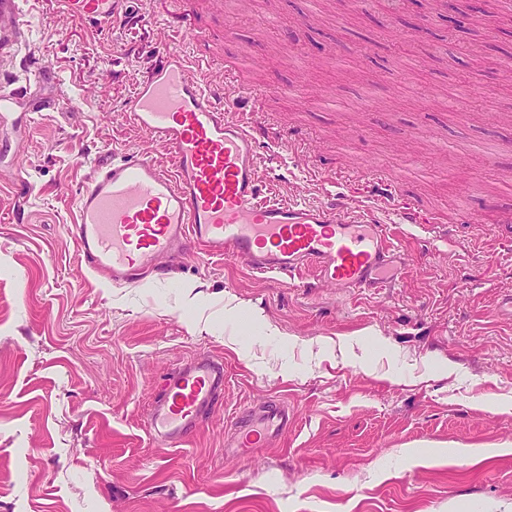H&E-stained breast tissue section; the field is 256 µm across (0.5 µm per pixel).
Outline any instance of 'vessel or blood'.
<instances>
[{
    "label": "vessel or blood",
    "instance_id": "b4317fda",
    "mask_svg": "<svg viewBox=\"0 0 512 512\" xmlns=\"http://www.w3.org/2000/svg\"><path fill=\"white\" fill-rule=\"evenodd\" d=\"M125 0H46L47 21L60 17L112 29ZM19 0H0V109L32 111L29 91L8 65L22 41ZM176 46L126 97L120 109L165 149L95 166L77 190L72 226L80 258L112 282L133 285L177 250L245 262L250 269L295 277L311 273L326 288H386L392 269L414 259L394 248L378 212L396 188L380 184L369 203L323 191L319 203L271 198L282 180L280 138L255 119L269 91L214 72L197 29H172ZM222 362L192 360L167 372L149 408V433L160 446L185 442L224 397ZM294 422L288 404L267 399L242 413L234 448L269 445Z\"/></svg>",
    "mask_w": 512,
    "mask_h": 512
}]
</instances>
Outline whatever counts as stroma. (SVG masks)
<instances>
[{"mask_svg": "<svg viewBox=\"0 0 512 512\" xmlns=\"http://www.w3.org/2000/svg\"><path fill=\"white\" fill-rule=\"evenodd\" d=\"M19 2L18 54L46 64L30 93L59 107L29 113L22 142L13 115L0 123V512H512V18L487 22L496 0L461 31L394 0H326L308 26L310 0H188L219 70L279 90L277 196L364 198L384 175L397 205L447 221L393 227L415 262L363 293L203 253L136 287L86 271L69 233L80 184L164 152L119 110L160 61L164 5L127 0L129 23L103 33ZM202 358L229 372L222 404L157 446L161 375ZM264 397L294 424L226 455L235 415ZM472 446L510 452L459 457Z\"/></svg>", "mask_w": 512, "mask_h": 512, "instance_id": "1", "label": "stroma"}]
</instances>
